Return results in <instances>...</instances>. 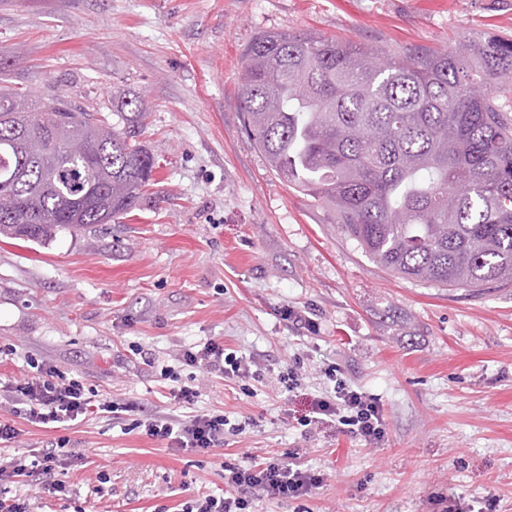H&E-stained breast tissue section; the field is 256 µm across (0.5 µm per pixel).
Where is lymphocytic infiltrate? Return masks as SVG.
Instances as JSON below:
<instances>
[{
    "label": "lymphocytic infiltrate",
    "instance_id": "obj_1",
    "mask_svg": "<svg viewBox=\"0 0 512 512\" xmlns=\"http://www.w3.org/2000/svg\"><path fill=\"white\" fill-rule=\"evenodd\" d=\"M182 366L201 370L227 379H264V367L254 360L226 353L222 342L209 340L201 348L184 350L179 358ZM333 381L332 391L314 398L313 412L318 421H335L340 431L367 441L380 440L384 434L382 410L374 398L360 389L339 380L335 368L324 371ZM177 409L171 416L148 415L137 420V427L146 435L166 442L168 449L177 453H205L223 447L225 432L243 433L245 424H229L223 413L195 412L200 396L193 384H180L170 390ZM0 405L11 407L16 417L50 429L54 425L71 422L89 414L117 412L118 403L94 404L82 380L55 365L38 364L29 378L0 383ZM68 439H60L50 448L30 450L28 455L11 459L0 466V476H26L42 481L49 493L66 490L59 472L74 462L76 455L68 451ZM326 473L308 469L296 461L267 458L257 462L251 459L224 467V482L232 493L227 497L201 495L185 503L183 512H249L252 491L281 499H297L322 487Z\"/></svg>",
    "mask_w": 512,
    "mask_h": 512
}]
</instances>
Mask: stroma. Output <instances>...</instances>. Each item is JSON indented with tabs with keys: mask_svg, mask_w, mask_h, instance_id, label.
<instances>
[{
	"mask_svg": "<svg viewBox=\"0 0 512 512\" xmlns=\"http://www.w3.org/2000/svg\"><path fill=\"white\" fill-rule=\"evenodd\" d=\"M266 30L440 52L512 37V0H0V83L108 122L140 97L137 140L156 159L116 222L43 244L0 238V379L38 360L124 406L56 429L13 419L20 435L0 453L65 436L84 461L67 494L7 478L0 490L35 512H181L223 493L225 464L275 456L328 479L296 500L255 496L253 512H479L491 497L512 512V286L397 278L270 170L237 107L242 53ZM209 339L268 373L197 377L196 408L252 426L181 454L131 429L171 407L162 366ZM332 365L380 404L381 441L303 429ZM288 367L304 375L290 397L277 384Z\"/></svg>",
	"mask_w": 512,
	"mask_h": 512,
	"instance_id": "obj_1",
	"label": "stroma"
}]
</instances>
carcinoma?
<instances>
[{
	"label": "carcinoma",
	"mask_w": 512,
	"mask_h": 512,
	"mask_svg": "<svg viewBox=\"0 0 512 512\" xmlns=\"http://www.w3.org/2000/svg\"><path fill=\"white\" fill-rule=\"evenodd\" d=\"M238 109L270 169L333 212L374 262L406 280L512 285V39L403 55L311 31H262L242 56ZM130 113L110 125L69 100L0 87V214L25 242L109 224L155 170Z\"/></svg>",
	"instance_id": "carcinoma-1"
}]
</instances>
